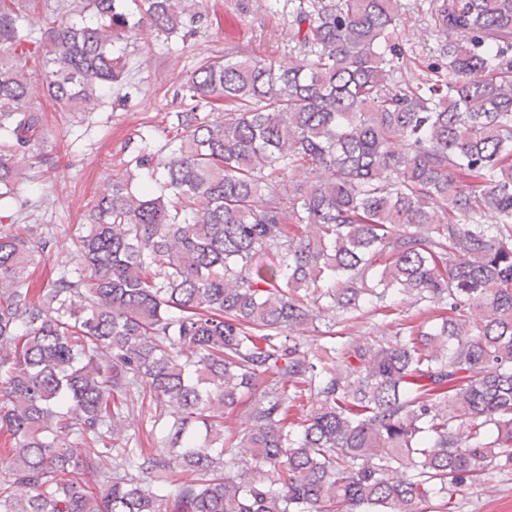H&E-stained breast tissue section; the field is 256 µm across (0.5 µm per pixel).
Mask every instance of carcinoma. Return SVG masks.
<instances>
[{
  "label": "carcinoma",
  "mask_w": 512,
  "mask_h": 512,
  "mask_svg": "<svg viewBox=\"0 0 512 512\" xmlns=\"http://www.w3.org/2000/svg\"><path fill=\"white\" fill-rule=\"evenodd\" d=\"M29 2L0 0V207L51 178L33 77L79 111L122 82L115 44L212 25L197 0H56L35 27ZM398 23L393 0H299L288 63L201 61L39 290L55 241L10 211L0 512H453L512 464V0H438L423 82ZM398 299L448 315L336 341ZM317 322L315 354L293 332ZM146 392L150 451L127 435Z\"/></svg>",
  "instance_id": "cac0c4a2"
}]
</instances>
